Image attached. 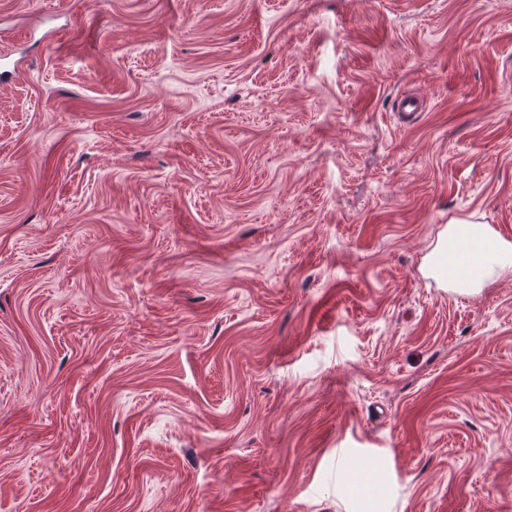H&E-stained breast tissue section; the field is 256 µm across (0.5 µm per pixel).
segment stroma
Returning a JSON list of instances; mask_svg holds the SVG:
<instances>
[{"mask_svg":"<svg viewBox=\"0 0 512 512\" xmlns=\"http://www.w3.org/2000/svg\"><path fill=\"white\" fill-rule=\"evenodd\" d=\"M0 56V512H512V273H424L512 243V0H0ZM452 229L461 230L462 237L472 240L477 252L481 256L484 267L478 269L476 277L479 280L493 277L498 271L512 269V252L507 246L488 237L483 230L476 229L472 223L465 219H451ZM440 257L448 255V265H441V275L448 282L459 283L458 273L454 268L467 269L476 265L480 258L469 248H458L448 254L447 245L440 246Z\"/></svg>","mask_w":512,"mask_h":512,"instance_id":"1","label":"stroma"}]
</instances>
